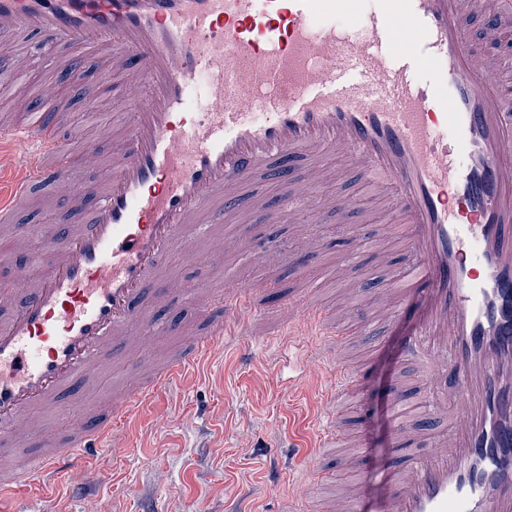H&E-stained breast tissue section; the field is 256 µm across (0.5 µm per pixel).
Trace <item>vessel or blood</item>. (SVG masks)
<instances>
[{"mask_svg": "<svg viewBox=\"0 0 512 512\" xmlns=\"http://www.w3.org/2000/svg\"><path fill=\"white\" fill-rule=\"evenodd\" d=\"M474 16L512 32V0H0V86L46 55L80 87L92 57L99 86L137 93L99 187L79 182L82 146L66 112L23 103L18 122L0 123V144L23 147L0 185V224L14 227L19 249L37 240L45 265L36 276L18 270L22 285L0 318V438L28 443L33 411L60 407L76 387L89 397L115 355L165 335L144 310L169 297L159 285L169 255L205 264L225 249L253 252L217 231L267 210L260 194L241 202L256 175L279 187L276 216L292 221L303 203L317 216L352 209L344 195L318 193L328 165L343 161L394 193L405 257L373 307L346 315L320 307L312 289L292 290L261 337L258 293L274 280L200 286L191 303L203 332L95 404L66 439L51 434L26 462L0 461V494L77 470L93 483L88 461L129 451L127 426L161 392L219 351L247 358L259 342L287 347L292 387L334 365L310 467L336 447L340 467L361 472L365 440L346 435L342 419L367 389V366L343 352L411 304L419 322L398 349L416 370L395 377L387 408L405 461L383 480L382 512H512V94L500 58L465 37ZM200 79L207 104L196 111ZM47 182L79 189L65 227L18 226ZM208 239L210 251L200 246ZM353 244L329 269L349 304L368 283L359 252L381 267L390 254L381 239ZM413 387L428 397L410 402ZM322 512H363L362 484Z\"/></svg>", "mask_w": 512, "mask_h": 512, "instance_id": "b4317fda", "label": "vessel or blood"}]
</instances>
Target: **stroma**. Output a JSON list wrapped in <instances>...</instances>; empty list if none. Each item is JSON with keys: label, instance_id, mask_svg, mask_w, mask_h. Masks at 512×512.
Wrapping results in <instances>:
<instances>
[{"label": "stroma", "instance_id": "35a3bbf8", "mask_svg": "<svg viewBox=\"0 0 512 512\" xmlns=\"http://www.w3.org/2000/svg\"><path fill=\"white\" fill-rule=\"evenodd\" d=\"M27 76L31 93L67 100L69 116L77 122L75 136L91 146L95 156L94 163L81 165L79 173L87 183H99L113 149L122 142L119 117L131 112V101L92 87L83 99L70 98L67 86L57 83L42 57L34 59ZM339 191L348 196L353 208L322 216L318 231L325 248L319 251L303 245L305 268L282 258L295 243V225L273 223L267 212L254 214L252 223L222 228L227 238H262L261 264L228 251L205 266L171 256L162 272L163 285L174 290L170 303L149 306L145 316L171 324L173 332L159 346L149 347V361H166L192 335L194 310L183 295L187 288L246 278H273L288 288L308 279L316 284L320 303L339 304L335 286L323 277L324 268L338 259V230L387 237L395 243L403 233L398 225L388 223L386 211L378 206V194L343 164L335 163L319 192ZM414 320L413 309H406L395 325L383 331L369 370L368 390L352 404L346 422L347 428L358 429L366 439L364 494L369 512H374L379 482L396 456L387 420L389 387L397 373L409 371L396 344ZM287 376L286 350L260 349L254 360L247 361L228 349L207 362L188 385L178 384L161 393L130 426L137 443L134 453L122 460L105 456L90 461V469L100 474L95 495L101 512H237L243 506L253 512H278L279 493L266 484L270 471L280 475L282 486L299 481L316 488V481L306 476L302 445L313 422L326 410L324 388L310 382L292 392L284 383ZM80 481V476L73 475L51 486L28 483L0 496V512H85L87 499Z\"/></svg>", "mask_w": 512, "mask_h": 512}]
</instances>
